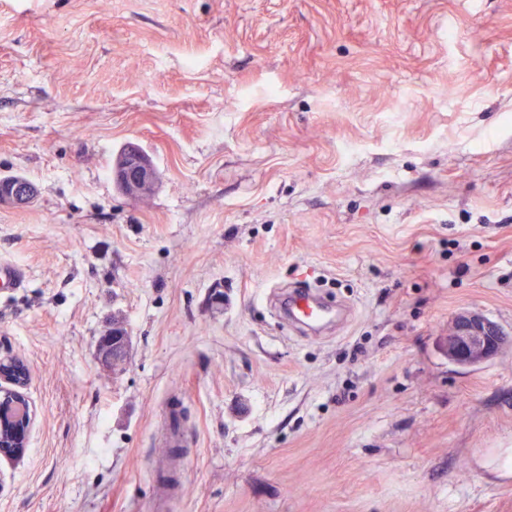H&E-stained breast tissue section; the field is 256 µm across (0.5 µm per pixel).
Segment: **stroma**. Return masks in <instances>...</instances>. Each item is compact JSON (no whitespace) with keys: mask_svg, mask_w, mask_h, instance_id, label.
Listing matches in <instances>:
<instances>
[{"mask_svg":"<svg viewBox=\"0 0 512 512\" xmlns=\"http://www.w3.org/2000/svg\"><path fill=\"white\" fill-rule=\"evenodd\" d=\"M9 175L0 512H512V349H442L512 332V0H0ZM292 286L351 320L283 325ZM153 176L151 162L135 144L127 147L125 157L112 171L113 180L123 188L125 196L129 199H136L140 189L149 183ZM30 184L25 179L0 181V206L26 202ZM443 346L448 361L461 367L476 368L505 348H511L512 336L481 314L460 312L452 319ZM130 334L122 324H113L112 329L99 337L97 353L101 361L118 366L127 358ZM26 364L15 355L4 354L0 356V458L11 462L21 460L25 450L28 430L33 422V408L25 395L27 386ZM27 367V366H26ZM10 399V407L15 415L11 422L5 420L3 411ZM8 430L5 438L4 430Z\"/></svg>","mask_w":512,"mask_h":512,"instance_id":"1","label":"stroma"}]
</instances>
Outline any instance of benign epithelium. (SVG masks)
<instances>
[{
    "label": "benign epithelium",
    "mask_w": 512,
    "mask_h": 512,
    "mask_svg": "<svg viewBox=\"0 0 512 512\" xmlns=\"http://www.w3.org/2000/svg\"><path fill=\"white\" fill-rule=\"evenodd\" d=\"M153 166L149 159L131 144L125 157L112 171L116 184L120 185L129 199L138 197L140 189L153 179ZM30 184L25 179L0 181V206L18 205L27 200ZM130 334L122 324L99 337L97 353L100 360L116 366L127 358ZM448 361L467 368L479 367L505 348L512 347V336L505 333L487 317L472 312H460L454 316L443 341ZM27 372L24 361L11 354L0 356V407H11V421H0V458L11 462L21 460L25 450L28 430L33 422V408L25 395ZM10 405H5L6 401Z\"/></svg>",
    "instance_id": "obj_1"
}]
</instances>
